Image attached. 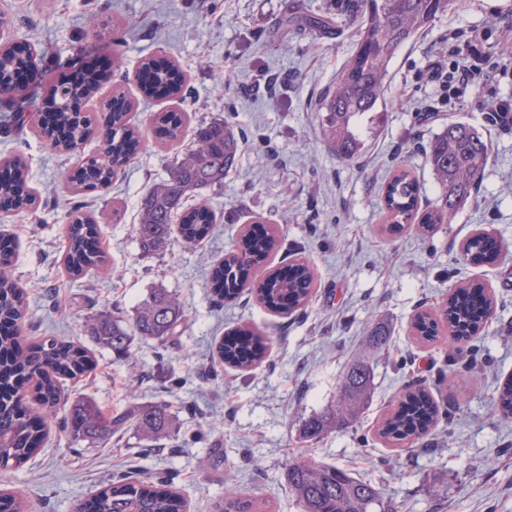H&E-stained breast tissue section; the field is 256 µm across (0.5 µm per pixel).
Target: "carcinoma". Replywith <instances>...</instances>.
Instances as JSON below:
<instances>
[{
    "label": "carcinoma",
    "instance_id": "carcinoma-1",
    "mask_svg": "<svg viewBox=\"0 0 512 512\" xmlns=\"http://www.w3.org/2000/svg\"><path fill=\"white\" fill-rule=\"evenodd\" d=\"M455 0H356L351 14L355 48L336 73V79L321 96L319 111L321 135L337 157L352 162L360 158L366 139L376 130L375 120L381 104L392 60L414 37L428 29L436 18L447 12ZM37 55L7 43L0 44V83L20 90L17 76L36 67ZM101 76L88 74L79 87L67 83L56 86L55 121L67 131V137L54 144L59 151H69L87 140L94 129L89 119L74 112L76 105L94 93ZM141 83L144 93L173 97L183 86L184 76L171 63L148 60L142 64ZM109 136L103 156L85 161L77 177V189H94L106 185L124 167L141 146V133L126 120L129 105L118 97L113 102ZM185 115L166 112L158 124L166 139L177 141ZM240 138L225 122H211L196 130L195 147L183 152L169 169L167 177L144 191L139 200L136 233L142 253L154 255L164 251L174 233L179 231L188 245L205 238L212 230L214 215L204 202L193 207L185 203L202 191L224 185V176L236 163ZM426 164L439 183L434 203L421 207L422 187L404 168H400L382 185V210L388 226L402 231L416 226L428 233L440 224L451 223L464 208L472 190L484 176L489 148L482 134L472 125L450 121L435 134L426 149ZM13 171L9 180H0V208L25 209L36 198L23 197L16 182L27 174L25 161L14 156L7 159ZM97 227L90 216L76 217L68 232V245L62 264L67 274L77 279L92 268L106 264L99 249L86 242L96 238ZM275 236L265 232L250 233L239 248L224 258L210 272V292L225 300L241 289L256 286L259 298L273 308H299L308 302L315 282L313 270L304 262L292 265L285 275H269L257 280L258 264L274 248ZM464 256L476 263L494 264L499 251L493 239L478 235L464 247ZM12 250L0 248V323H20L27 307L26 294L10 272ZM493 312L492 299L482 294V287L457 288L448 296L445 316L450 337L465 341L479 335ZM184 316L180 301L164 290L155 291L144 301L132 326L119 318L101 313L88 320L87 333L99 346L128 362L136 363L131 349L134 336L162 340L174 334ZM416 335L429 340L438 335V322L428 313L414 321ZM225 362L249 367L262 357L261 341L248 329L240 328L224 338L217 347ZM94 364L91 352L82 345L46 336L24 349L15 334L0 333V470L19 466L39 451L45 420L56 415L60 402L59 379L82 377ZM371 381L367 362L354 364L341 380L339 404L313 415L303 424V435L318 438L343 428L356 420L363 408ZM33 384L35 407L17 396L19 386ZM497 403L507 419L512 418V379L498 389ZM127 418L144 436L150 438L167 426L169 414L164 405L141 406ZM439 411L423 388H408L398 409L388 416L380 436L397 444L418 440L438 422ZM117 419L108 418L90 400L72 402L63 418V429L74 442L103 439L111 435ZM288 491L301 512H374L379 502L375 488L348 470L321 464L309 458L288 462ZM89 512H180L178 493L164 481L126 482L120 478L90 498ZM216 512H263L264 506L235 486L224 489V502Z\"/></svg>",
    "mask_w": 512,
    "mask_h": 512
}]
</instances>
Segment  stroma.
<instances>
[{"label": "stroma", "instance_id": "stroma-1", "mask_svg": "<svg viewBox=\"0 0 512 512\" xmlns=\"http://www.w3.org/2000/svg\"><path fill=\"white\" fill-rule=\"evenodd\" d=\"M290 24H283L284 16ZM7 41L35 48L39 78L0 95V159L24 158L36 209L0 211V233L14 238L11 272L28 295L25 343L46 336L90 348L95 365L62 383L63 403L89 398L107 416L148 404L167 405L170 428L144 440L131 424L108 439L72 443L59 418L43 448L26 463L0 470V491L30 512H76L113 479L159 477L181 494L187 512H215L226 485L237 484L268 512H299L288 492L289 460L306 456L370 482L389 512H512V420L494 406L512 377V129L481 109L484 89L449 107L428 67L449 33L480 38L482 51L512 43V0H456L394 58L383 118L357 163L340 161L320 134L319 99L354 47L347 0H0ZM325 17L329 28L306 21ZM111 61L107 84L83 110L101 126L106 100L124 95L129 119L145 127L136 158L112 183L84 192L75 174L104 142L91 136L73 154L56 152L39 124L42 100L59 76L88 58ZM165 58L185 76L178 96L146 97L136 75L145 60ZM186 115L177 143L155 119ZM233 124L241 151L224 184L204 190L212 232L195 245L173 236L159 255L137 241L139 199L194 145L197 127ZM465 121L489 144L490 159L473 198L433 232L389 233L379 190L397 165L438 195L424 149L448 122ZM98 220L109 271L71 281L60 263L73 214ZM277 239L263 267L309 261V303L291 312L267 308L255 290L219 301L207 287L210 267L237 249L256 224ZM492 234L493 265L464 259L466 242ZM482 285L493 315L475 339L454 343L447 325L434 341L416 337L418 314L441 317L449 293ZM157 288L177 296L184 317L166 341L135 340L138 363L93 344L86 322L103 312L132 321ZM239 327L258 331L263 359L240 368L221 361L219 341ZM389 333L373 352L371 329ZM372 366L370 396L358 421L316 441L300 436L304 417L335 401L342 374L357 358ZM420 386L440 410L423 439L391 444L379 435L405 388Z\"/></svg>", "mask_w": 512, "mask_h": 512}]
</instances>
